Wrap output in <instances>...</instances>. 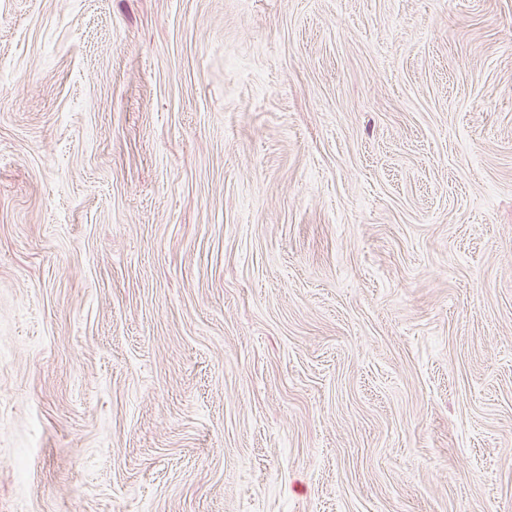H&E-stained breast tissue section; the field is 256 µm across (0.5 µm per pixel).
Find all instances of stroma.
Here are the masks:
<instances>
[{
  "mask_svg": "<svg viewBox=\"0 0 512 512\" xmlns=\"http://www.w3.org/2000/svg\"><path fill=\"white\" fill-rule=\"evenodd\" d=\"M0 512H512V0H0Z\"/></svg>",
  "mask_w": 512,
  "mask_h": 512,
  "instance_id": "stroma-1",
  "label": "stroma"
}]
</instances>
